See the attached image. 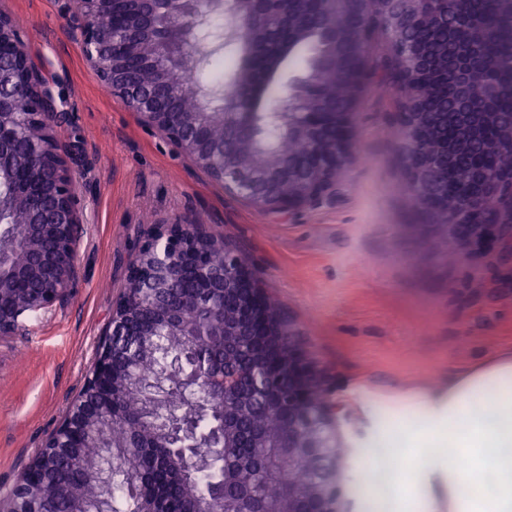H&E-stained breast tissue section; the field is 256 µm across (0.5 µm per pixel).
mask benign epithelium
<instances>
[{"label": "benign epithelium", "mask_w": 512, "mask_h": 512, "mask_svg": "<svg viewBox=\"0 0 512 512\" xmlns=\"http://www.w3.org/2000/svg\"><path fill=\"white\" fill-rule=\"evenodd\" d=\"M299 0H73L71 27L86 62L112 95L135 112L141 123L170 141L191 163L224 191L253 207L273 212H292L313 206L336 194L340 176L356 161L360 144L352 137L357 102L340 112H307L298 126L286 130L300 136L315 160L313 168L299 172L281 157L271 158L262 171L233 159L231 146L254 141L252 96L225 101L218 112L186 113L178 109L177 95L194 87L179 78L180 71L195 63L196 53L210 45H192V31L218 11L234 18L222 29L224 37L240 49L244 62L264 49L255 19L272 16L277 24L298 29L296 36L320 35L314 60L336 58L335 12L355 18L349 39L359 54L363 75L360 90L375 78L370 68L374 44H387L384 76L399 95L394 123L400 139L401 166L409 195L429 222V227L448 235V250L461 256L491 253L512 243V171L488 173L480 167L467 172V179L480 182L486 195L495 199L492 209L483 198L470 197L452 215L433 207L430 181L436 171L448 165V158L467 148L481 153L512 154V138L489 142L485 128L499 119L512 125V114L478 112L466 96V78L482 60L478 44L462 32L461 16L468 0H375L369 12L366 0H329L316 19L294 9ZM442 28L447 62L440 66L437 56L414 36L420 25ZM154 39L157 54L171 60L170 68L158 74L152 88L142 90L136 74L152 62L142 58L138 42L143 35ZM433 81L444 88L442 107L436 112L423 108L420 87ZM23 93L31 98L32 110L16 112L12 97ZM67 109L57 104L39 70L32 63L26 44L12 17L0 12V177L20 169H34L47 181H26L20 188L35 202L19 218L28 234L44 239L48 248L13 262L0 255V335L11 336L21 319L65 299L73 286L78 252V227L82 223L77 183L70 173L75 149L64 147L57 130L66 121ZM224 119L228 136L224 144L210 142L205 129L215 116ZM336 128L332 137L327 127ZM456 136L448 138V127ZM37 143L36 153L13 156L7 147L19 139ZM224 248V268L207 261L209 251ZM149 297L159 314L146 335L189 336L207 340L218 336L224 347V363L215 367L212 379L220 389L230 388L224 406L214 413V437L220 446L213 453L230 464L241 478L253 468L266 448L279 442H265L238 418L240 408L261 401L267 409L288 415V470L302 465L314 475L306 492L299 495L301 512H341L339 485L340 457L327 452L339 444L330 431L327 407L310 397L320 375L297 342L293 323L282 311L264 303V291L244 251L217 234L208 224L177 216L157 224L141 240L130 258L124 291L117 300L109 325L96 350L86 383L115 375L111 357L112 341L130 335L134 313L141 299ZM238 307L232 320L220 316L224 304ZM206 315L202 324H188L184 315L194 309ZM109 424L88 419L73 423L65 415L56 433L73 440L102 441ZM246 438L256 455L246 456L236 441ZM35 455L7 497L0 498V512H29L22 489L27 475L36 469Z\"/></svg>", "instance_id": "obj_1"}]
</instances>
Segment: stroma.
<instances>
[{
    "instance_id": "obj_1",
    "label": "stroma",
    "mask_w": 512,
    "mask_h": 512,
    "mask_svg": "<svg viewBox=\"0 0 512 512\" xmlns=\"http://www.w3.org/2000/svg\"><path fill=\"white\" fill-rule=\"evenodd\" d=\"M67 0H0L55 96L59 128L77 144L78 274L67 298L0 339V497L56 430L84 386L121 293L130 256L153 225L184 215L243 248L310 359L327 377L333 430L344 447V512L355 448L455 369L512 347V260L494 252L442 263L410 202L393 114L397 94L373 82L357 105L361 153L327 201L262 211L225 194L171 143L142 125L86 63Z\"/></svg>"
}]
</instances>
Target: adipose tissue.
<instances>
[{
    "mask_svg": "<svg viewBox=\"0 0 512 512\" xmlns=\"http://www.w3.org/2000/svg\"><path fill=\"white\" fill-rule=\"evenodd\" d=\"M382 438L403 453L359 449L356 498L391 512H512V350L450 374L443 391L392 415Z\"/></svg>",
    "mask_w": 512,
    "mask_h": 512,
    "instance_id": "1",
    "label": "adipose tissue"
}]
</instances>
